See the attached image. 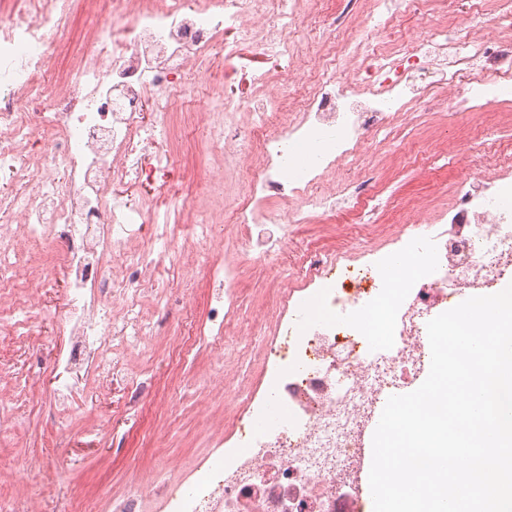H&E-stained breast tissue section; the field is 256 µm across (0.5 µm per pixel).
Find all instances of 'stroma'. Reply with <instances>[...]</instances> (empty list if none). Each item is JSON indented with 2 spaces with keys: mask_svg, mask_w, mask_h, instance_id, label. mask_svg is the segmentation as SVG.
Returning <instances> with one entry per match:
<instances>
[{
  "mask_svg": "<svg viewBox=\"0 0 512 512\" xmlns=\"http://www.w3.org/2000/svg\"><path fill=\"white\" fill-rule=\"evenodd\" d=\"M193 104H186L171 118L172 149L183 172L185 194H194L204 176L201 143L191 124ZM407 153L395 152L392 145L381 146L376 163L381 173L379 192L389 207L380 216L384 235L397 231L406 218L438 195L443 187H454L465 175L461 165L451 160L448 149L465 140L475 144L496 142L512 147V128L499 122L495 109L471 113L464 120L441 117L421 125H410L400 132ZM346 225L341 221L304 225L291 247L296 255L314 248H326L345 241ZM138 367L153 370L161 393H174L176 406L165 419L146 409L135 415H123L113 421L112 412L119 397L97 398L84 391L71 413L73 441L58 449L57 460L40 476L24 477L12 486L0 488V497L11 498L20 492L40 494L48 512H56L62 502L81 507L93 498L121 487L132 473H155L169 458L191 461L208 448L211 439L197 424L198 411L205 394L198 376L206 368L197 337H189L181 354L139 359ZM165 426L169 436L166 447H156L150 438L157 426ZM56 432L51 422L18 409L12 426L0 431V460L11 461L33 451L48 450Z\"/></svg>",
  "mask_w": 512,
  "mask_h": 512,
  "instance_id": "obj_1",
  "label": "stroma"
}]
</instances>
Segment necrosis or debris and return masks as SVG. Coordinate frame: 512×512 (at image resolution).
Here are the masks:
<instances>
[{
	"instance_id": "1",
	"label": "necrosis or debris",
	"mask_w": 512,
	"mask_h": 512,
	"mask_svg": "<svg viewBox=\"0 0 512 512\" xmlns=\"http://www.w3.org/2000/svg\"><path fill=\"white\" fill-rule=\"evenodd\" d=\"M98 2L0 7V355L40 351L47 325L61 336L50 415L67 447L79 391L122 381L126 410L153 401L131 361L180 327L206 280L195 331L231 438L193 471L174 460L110 495L109 512H365L366 429L429 370L428 321L512 284V150L457 144L467 177L449 203L384 238L369 210L379 136L512 105V0H472L453 27L460 0H108L57 74V48ZM425 12L427 36L404 39L400 20ZM247 47L269 65L247 73L246 96L196 109L210 161L186 200L168 118ZM341 216L369 248L314 252L240 317L244 269L279 265L300 225ZM49 277L63 309L44 304ZM380 308L389 341L373 348Z\"/></svg>"
}]
</instances>
